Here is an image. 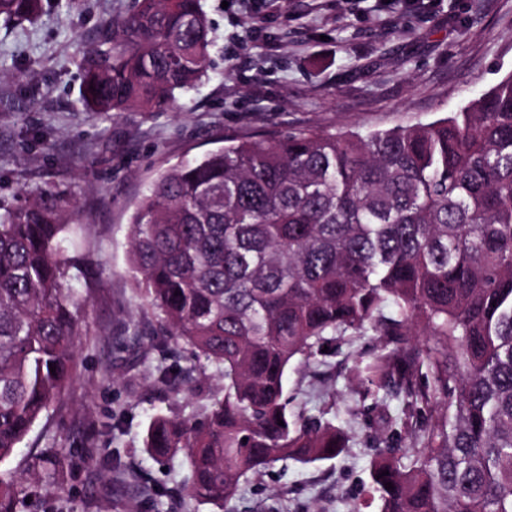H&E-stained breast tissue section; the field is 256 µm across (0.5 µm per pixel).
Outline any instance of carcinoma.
Returning a JSON list of instances; mask_svg holds the SVG:
<instances>
[{
  "label": "carcinoma",
  "mask_w": 512,
  "mask_h": 512,
  "mask_svg": "<svg viewBox=\"0 0 512 512\" xmlns=\"http://www.w3.org/2000/svg\"><path fill=\"white\" fill-rule=\"evenodd\" d=\"M42 6L0 0V16ZM210 29L201 0H135L83 55L84 101L168 110L206 74ZM68 204L46 188L0 212V464L75 377L84 269L63 247ZM130 228L144 304L224 368L202 419L158 414L144 438L157 461L183 454L192 497L222 505L270 465L345 451V429L293 411L284 379L348 334L382 343L354 362L351 391L382 424L367 483L378 512H512L511 74L429 123L229 137L158 175ZM155 370L173 396L192 381ZM22 503L0 472V512Z\"/></svg>",
  "instance_id": "carcinoma-1"
}]
</instances>
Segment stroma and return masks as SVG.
I'll use <instances>...</instances> for the list:
<instances>
[{
  "mask_svg": "<svg viewBox=\"0 0 512 512\" xmlns=\"http://www.w3.org/2000/svg\"><path fill=\"white\" fill-rule=\"evenodd\" d=\"M134 0H44L36 19H0V207L50 186L69 201L71 255L88 278L78 375L0 470L63 469L26 512H378L364 490L369 428L351 398L353 358L372 336L329 343L319 367L293 363L286 389L305 417L336 418L350 435L336 459L275 464L218 507L192 499L180 463L143 446L151 417H201L221 397L217 365L164 338L132 284L128 218L147 185L224 138L319 129L372 131L460 111L512 74V0H202L211 66L165 112L88 108L79 62ZM191 371L195 388L168 395L159 357ZM111 455L112 466L90 464Z\"/></svg>",
  "mask_w": 512,
  "mask_h": 512,
  "instance_id": "obj_1",
  "label": "stroma"
}]
</instances>
